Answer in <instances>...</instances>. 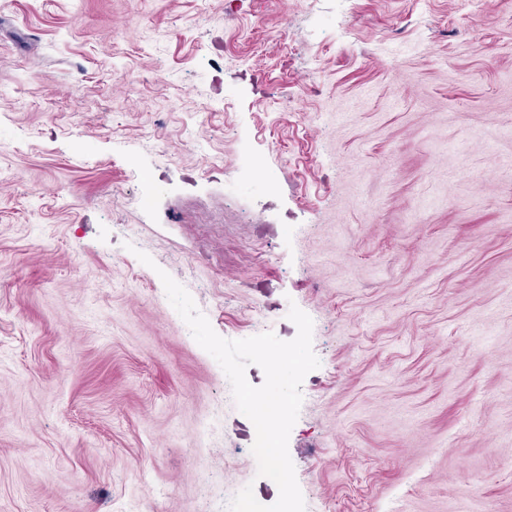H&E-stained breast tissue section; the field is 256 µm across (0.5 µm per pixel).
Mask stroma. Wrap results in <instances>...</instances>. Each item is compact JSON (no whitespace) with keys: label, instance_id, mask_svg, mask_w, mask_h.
Segmentation results:
<instances>
[{"label":"stroma","instance_id":"obj_1","mask_svg":"<svg viewBox=\"0 0 512 512\" xmlns=\"http://www.w3.org/2000/svg\"><path fill=\"white\" fill-rule=\"evenodd\" d=\"M164 272L306 512H512V0H0V512L276 502Z\"/></svg>","mask_w":512,"mask_h":512}]
</instances>
